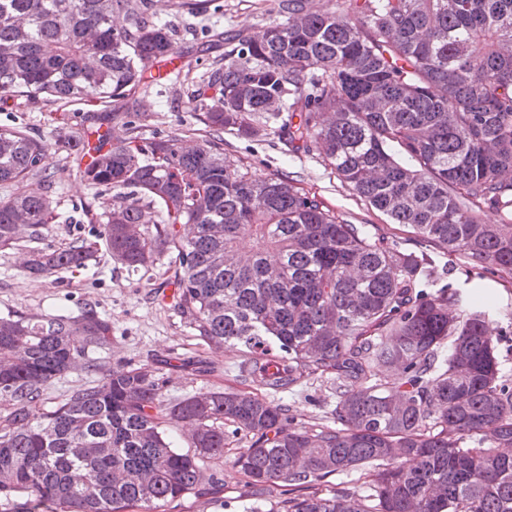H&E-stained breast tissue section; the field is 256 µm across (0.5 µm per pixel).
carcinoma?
Masks as SVG:
<instances>
[{"label":"carcinoma","mask_w":512,"mask_h":512,"mask_svg":"<svg viewBox=\"0 0 512 512\" xmlns=\"http://www.w3.org/2000/svg\"><path fill=\"white\" fill-rule=\"evenodd\" d=\"M150 0H0V98L118 101L171 50ZM124 13L126 24L114 25ZM284 21L215 31L224 64L203 113L209 137L102 134L81 174L113 192L112 257L147 273L169 258L181 317L209 345L241 348L270 391L325 378L333 425L308 429L255 393L215 390L173 403L155 368L129 365L40 411L46 384L106 344L111 323L0 316V500L12 512H162L210 495L224 425L250 439L234 466L269 512H512V381L497 327L472 291L428 289L457 255L512 275V0H279ZM272 135L318 155L363 201L427 246L413 251L350 224L276 172L224 156V132ZM47 146L0 128V184L44 179ZM166 219L155 221L150 205ZM486 212L509 219L488 224ZM47 193L0 199V248L39 235ZM253 247L243 251L240 240ZM92 257L83 239L33 249L22 272L48 278ZM192 430L174 446L166 424ZM365 470L372 493L317 491Z\"/></svg>","instance_id":"obj_1"}]
</instances>
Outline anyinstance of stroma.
Segmentation results:
<instances>
[{"label": "stroma", "mask_w": 512, "mask_h": 512, "mask_svg": "<svg viewBox=\"0 0 512 512\" xmlns=\"http://www.w3.org/2000/svg\"><path fill=\"white\" fill-rule=\"evenodd\" d=\"M175 2H152L157 21L173 28L175 35L172 60L160 64V76L149 88L138 87L120 101L92 106L81 101L52 105L39 101L0 108V128L27 130L48 146L53 184L50 195L58 215L57 222L49 225L41 237L21 241L16 249L0 248V315L76 316L89 304L112 322V336L106 345L90 353L87 361L48 382L43 404L47 410L72 388L98 380L103 372L125 364L156 368L164 382V397L170 401L243 386L240 350L206 344L195 336L172 302L162 300L164 266H156L151 280L146 281L111 256L100 233V220L112 206V194L86 185L79 159L69 149L74 135L94 132L101 117L108 119L113 137L126 136L124 117L129 112L139 113L142 138L161 133L184 141H202L206 128L200 116L214 94L202 77L224 56L223 44L210 42L208 29L257 28L279 18L277 0H208L205 11L198 14L176 9ZM64 113L69 116L65 124L59 120ZM224 153L230 160L248 166L256 178L275 171L287 173L298 187L317 195L342 218L366 225L404 248L413 246L401 227L360 199L317 157L293 155L285 144L267 136L243 139L229 132L224 135ZM83 209L89 210L90 220L72 223V216ZM77 239L94 246V256L86 268L62 270L47 279L20 271L19 249L62 248ZM449 264L454 267L455 286H482L484 306L493 313L501 333V369L512 377V277L470 269L463 259L454 256L449 262L434 265L432 282L442 280ZM270 399L286 405L296 423L312 428L328 422L336 392L332 383L322 379L297 391L273 393ZM241 446V441L233 438L224 450L221 493L169 504L165 512H267V502L250 496L243 476L233 466Z\"/></svg>", "instance_id": "stroma-1"}]
</instances>
